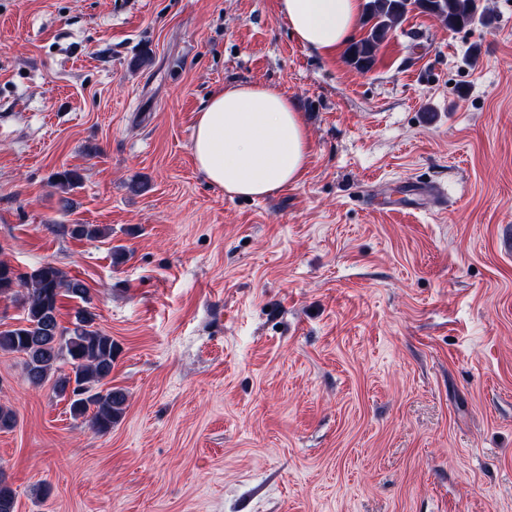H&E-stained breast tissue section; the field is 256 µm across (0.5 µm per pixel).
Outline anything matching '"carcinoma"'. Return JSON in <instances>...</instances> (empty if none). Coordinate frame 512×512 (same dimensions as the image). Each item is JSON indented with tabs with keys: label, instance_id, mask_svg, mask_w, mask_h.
Wrapping results in <instances>:
<instances>
[{
	"label": "carcinoma",
	"instance_id": "cac0c4a2",
	"mask_svg": "<svg viewBox=\"0 0 512 512\" xmlns=\"http://www.w3.org/2000/svg\"><path fill=\"white\" fill-rule=\"evenodd\" d=\"M411 2L420 11L438 18L450 29L471 24L484 15L478 0H369L366 4L365 35L348 48L349 63L370 68L380 45L395 24L407 13ZM63 232L78 239H98L105 229L94 224L61 225ZM20 293L24 315L16 325L0 328V352L23 356L28 383L42 386L66 364L70 372L56 375L53 388L70 400L74 417L85 418L96 433L112 430L123 416L126 395L118 388L100 390L112 373L115 345L112 336L94 326L95 314L83 307L77 311L74 327H64L58 319L63 297L87 301L88 288L52 263H45L28 274H19L0 261V295ZM16 495L0 472V512H15Z\"/></svg>",
	"mask_w": 512,
	"mask_h": 512
}]
</instances>
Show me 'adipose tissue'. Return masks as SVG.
<instances>
[{"label":"adipose tissue","instance_id":"obj_1","mask_svg":"<svg viewBox=\"0 0 512 512\" xmlns=\"http://www.w3.org/2000/svg\"><path fill=\"white\" fill-rule=\"evenodd\" d=\"M361 0H278L297 40L331 57L352 41ZM191 151L199 171L229 197L264 198L299 182L309 135L294 101L262 84H228L202 102Z\"/></svg>","mask_w":512,"mask_h":512}]
</instances>
